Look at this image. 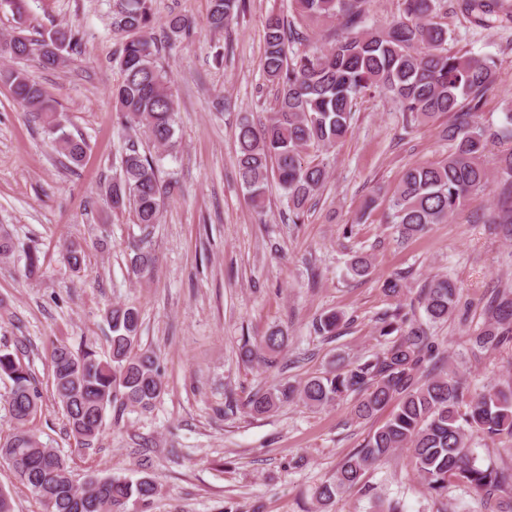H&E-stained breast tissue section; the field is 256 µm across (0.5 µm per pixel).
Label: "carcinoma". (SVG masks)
Here are the masks:
<instances>
[{
  "label": "carcinoma",
  "instance_id": "carcinoma-1",
  "mask_svg": "<svg viewBox=\"0 0 512 512\" xmlns=\"http://www.w3.org/2000/svg\"><path fill=\"white\" fill-rule=\"evenodd\" d=\"M373 0H292V20L270 15L265 21V80L277 89L276 109L256 126L238 127L237 173L252 206L265 207L269 179L288 199L292 223L300 221L304 206L328 177L321 161L306 159L311 147H331L342 140L355 114L358 99L376 93L398 103L408 121L453 115L439 130L451 144L443 160L405 169L388 198L391 224L398 237L410 240L433 224L448 221L474 192L485 189L492 174L501 178L496 229L512 238V148L501 152L490 171L486 154L491 144L512 141V106L498 126L478 120L482 99L494 81V59L476 55H450L444 45L448 29L435 21L441 0H403L402 16L386 26L367 25ZM206 22L222 30L243 0H210ZM497 0H462L461 9L480 26L492 29L502 22ZM339 22L323 34L325 49L288 57L291 43L308 40L305 30L313 21ZM157 24L152 0H114L112 26L121 36L117 60L121 84L112 91L115 110L135 136L120 157L119 174L105 187L112 209L129 208L143 229L159 222L172 185L159 176V159L140 151L139 137L153 147L171 151L176 146L177 105L165 71L157 65L159 47L152 37ZM169 38L191 27L186 17L171 13L163 23ZM10 47L11 58H33L45 70H56L66 55L78 52L81 39L66 27H57L38 39L20 33L0 40ZM13 98L31 109L51 136L55 150L71 167L83 161L87 144L64 131L54 101L21 71H0ZM69 267L78 271L84 249L78 242L64 247ZM155 258L140 239L130 258L132 273L151 274ZM372 257L355 256L350 269L365 276ZM402 276L385 281L384 290L396 307L380 318L378 335L384 348L372 358L327 370L297 386L254 392L247 401L251 412L263 414L295 397L310 407H324L351 395L360 396L355 416L369 419L388 405L391 416L361 448L349 454L313 498L326 508L358 486L365 473L398 451L411 454L421 485L445 499L441 512L455 509L450 487L463 484L480 496L483 512H512V466H482L471 451L475 440L503 444L512 452V377L471 389V372L464 365L452 369L437 360V344L430 325L446 322L459 302V288L446 276L431 279L421 290L426 319L403 311ZM112 335L108 358L86 346L75 351L66 344L53 346L50 364L54 395L62 407L67 431L84 448L93 447L111 407L151 411L165 392L158 357L139 344L142 319L138 308L114 304L105 313ZM341 317L328 313L315 331L336 335ZM473 353L496 351L512 344V289H503L487 306L482 325L469 336ZM288 346L280 328L253 345L243 339L242 355L260 354L269 366ZM0 377L11 381L6 400L15 422L14 431L0 438V461L44 507V512H128V505L146 508L158 492L149 472V460L140 464L135 480L114 475H89L79 482L68 460L42 444L28 428L42 406V395L30 370L8 346L0 348Z\"/></svg>",
  "mask_w": 512,
  "mask_h": 512
}]
</instances>
